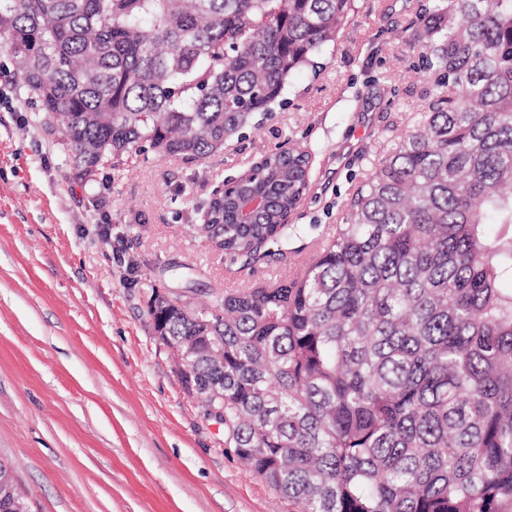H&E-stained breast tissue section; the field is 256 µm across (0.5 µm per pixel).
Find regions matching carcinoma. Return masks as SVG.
Listing matches in <instances>:
<instances>
[{
  "label": "carcinoma",
  "mask_w": 512,
  "mask_h": 512,
  "mask_svg": "<svg viewBox=\"0 0 512 512\" xmlns=\"http://www.w3.org/2000/svg\"><path fill=\"white\" fill-rule=\"evenodd\" d=\"M353 0H0V46L76 180L149 147L204 159L318 69ZM425 109L291 278L171 306L166 344L224 393V445L297 512H512V0H432ZM309 155L271 153L198 225L274 256ZM263 197L247 221L240 204ZM505 228L492 236L489 219ZM17 482L0 460V512Z\"/></svg>",
  "instance_id": "obj_1"
}]
</instances>
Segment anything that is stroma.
Returning <instances> with one entry per match:
<instances>
[{"label": "stroma", "mask_w": 512, "mask_h": 512, "mask_svg": "<svg viewBox=\"0 0 512 512\" xmlns=\"http://www.w3.org/2000/svg\"><path fill=\"white\" fill-rule=\"evenodd\" d=\"M417 0H354L321 70L207 158L145 150L75 180L0 48V457L31 512H291L224 446L147 314L292 275L352 188L410 129L430 86L407 24ZM311 155L289 221L306 235L246 265L192 233L215 187L286 146Z\"/></svg>", "instance_id": "1"}]
</instances>
